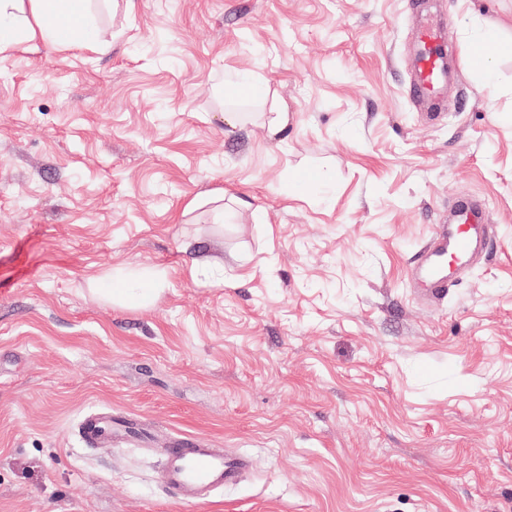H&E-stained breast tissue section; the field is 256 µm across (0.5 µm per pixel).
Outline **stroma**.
I'll return each instance as SVG.
<instances>
[{
  "instance_id": "obj_1",
  "label": "stroma",
  "mask_w": 512,
  "mask_h": 512,
  "mask_svg": "<svg viewBox=\"0 0 512 512\" xmlns=\"http://www.w3.org/2000/svg\"><path fill=\"white\" fill-rule=\"evenodd\" d=\"M91 7L105 50L0 54V512H512V0ZM238 73L266 94L225 98ZM470 194L496 243L422 299L410 263ZM89 414L135 432L88 447ZM183 437L252 467L178 500ZM447 76L448 60L443 35L438 30L425 27L420 32L419 50L414 62L413 97L433 106L436 102L435 89ZM500 47L499 35L496 31L485 28L477 32L471 41V54L475 65L485 82L492 84L496 79L492 63ZM147 281L143 279L125 280L121 288H113L112 296L127 306H141L153 295L157 288H147Z\"/></svg>"
}]
</instances>
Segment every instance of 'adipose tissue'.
Wrapping results in <instances>:
<instances>
[{"label": "adipose tissue", "instance_id": "ef3b65f1", "mask_svg": "<svg viewBox=\"0 0 512 512\" xmlns=\"http://www.w3.org/2000/svg\"><path fill=\"white\" fill-rule=\"evenodd\" d=\"M75 25L73 45H96L90 0H0V54L21 40L60 42V32Z\"/></svg>", "mask_w": 512, "mask_h": 512}]
</instances>
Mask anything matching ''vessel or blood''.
Here are the masks:
<instances>
[{
  "mask_svg": "<svg viewBox=\"0 0 512 512\" xmlns=\"http://www.w3.org/2000/svg\"><path fill=\"white\" fill-rule=\"evenodd\" d=\"M448 76V60L440 31L423 28L414 62L412 91L414 97L435 103V89ZM456 223L438 225L429 242L418 253L411 276L424 279L431 297L442 298L451 281L465 274L471 264L483 256L493 235L487 224L481 197L465 198L455 211ZM90 444L119 441L122 429L111 421L93 416L80 424ZM244 459L236 454H218L202 444L175 441L162 468V483L178 498L188 502L209 500L212 490L237 481L244 469Z\"/></svg>",
  "mask_w": 512,
  "mask_h": 512,
  "instance_id": "obj_1",
  "label": "vessel or blood"
}]
</instances>
